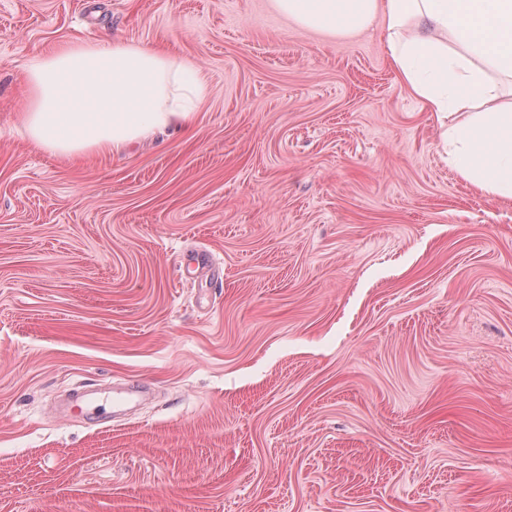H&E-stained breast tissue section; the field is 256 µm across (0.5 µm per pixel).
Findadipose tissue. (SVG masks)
Here are the masks:
<instances>
[{
    "label": "adipose tissue",
    "instance_id": "adipose-tissue-1",
    "mask_svg": "<svg viewBox=\"0 0 512 512\" xmlns=\"http://www.w3.org/2000/svg\"><path fill=\"white\" fill-rule=\"evenodd\" d=\"M314 31L355 34L380 23L388 60L434 112L449 163L481 193L512 200V0H273ZM23 124L66 159L119 151L167 129L193 133L205 95L195 66L120 39L66 43L26 65Z\"/></svg>",
    "mask_w": 512,
    "mask_h": 512
}]
</instances>
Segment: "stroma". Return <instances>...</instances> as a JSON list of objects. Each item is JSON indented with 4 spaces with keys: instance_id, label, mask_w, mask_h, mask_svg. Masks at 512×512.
Instances as JSON below:
<instances>
[{
    "instance_id": "stroma-1",
    "label": "stroma",
    "mask_w": 512,
    "mask_h": 512,
    "mask_svg": "<svg viewBox=\"0 0 512 512\" xmlns=\"http://www.w3.org/2000/svg\"><path fill=\"white\" fill-rule=\"evenodd\" d=\"M108 38L195 63L194 139L31 143L28 59ZM0 512H512V200L380 25L0 0Z\"/></svg>"
}]
</instances>
